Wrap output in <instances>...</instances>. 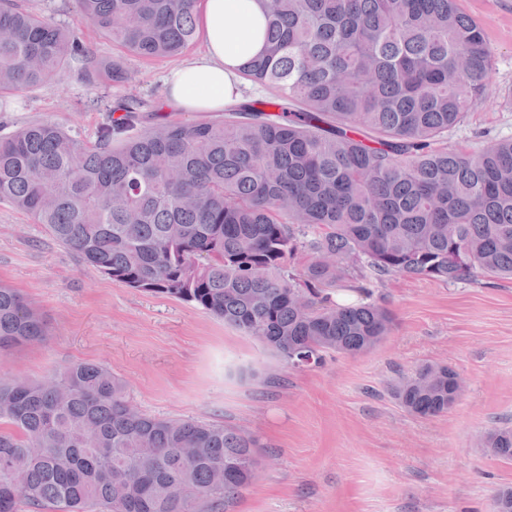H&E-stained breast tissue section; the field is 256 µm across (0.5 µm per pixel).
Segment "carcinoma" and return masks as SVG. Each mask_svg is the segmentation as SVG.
<instances>
[{
    "instance_id": "cac0c4a2",
    "label": "carcinoma",
    "mask_w": 512,
    "mask_h": 512,
    "mask_svg": "<svg viewBox=\"0 0 512 512\" xmlns=\"http://www.w3.org/2000/svg\"><path fill=\"white\" fill-rule=\"evenodd\" d=\"M263 3L264 50L239 74L273 96L181 121L124 94L100 101L89 142L51 119L25 124L0 136V200L113 281L193 303L290 368L379 346L393 316L371 287L385 277L512 279V138L448 148V130L488 95L482 28L456 0ZM202 5L69 0L145 60L189 49ZM0 33V95L71 62L93 87L133 80L123 57H98L25 0H0ZM341 287L362 299L326 293ZM47 334L42 313L0 284V354ZM390 391L414 416L455 404L445 364ZM483 445L512 460V427ZM259 448L239 429L141 412L96 364L0 379V512H226Z\"/></svg>"
}]
</instances>
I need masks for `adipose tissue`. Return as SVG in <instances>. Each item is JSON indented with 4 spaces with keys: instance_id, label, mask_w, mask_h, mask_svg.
Listing matches in <instances>:
<instances>
[{
    "instance_id": "1",
    "label": "adipose tissue",
    "mask_w": 512,
    "mask_h": 512,
    "mask_svg": "<svg viewBox=\"0 0 512 512\" xmlns=\"http://www.w3.org/2000/svg\"><path fill=\"white\" fill-rule=\"evenodd\" d=\"M205 53L169 74L165 99L185 112H219L240 99L238 69L263 49L258 0H205Z\"/></svg>"
}]
</instances>
